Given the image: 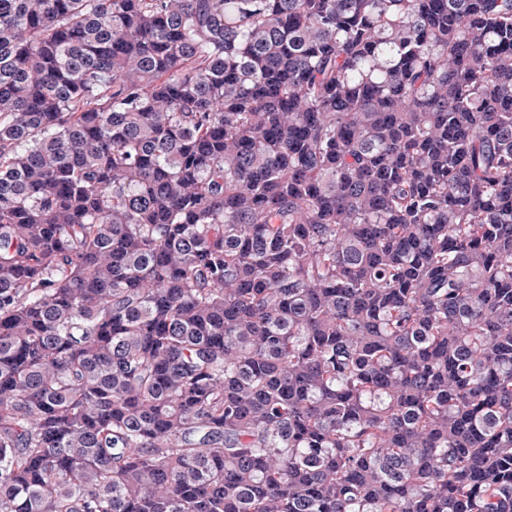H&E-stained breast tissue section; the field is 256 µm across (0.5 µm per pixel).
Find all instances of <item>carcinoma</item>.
Wrapping results in <instances>:
<instances>
[{
	"mask_svg": "<svg viewBox=\"0 0 512 512\" xmlns=\"http://www.w3.org/2000/svg\"><path fill=\"white\" fill-rule=\"evenodd\" d=\"M0 512H512V0H0Z\"/></svg>",
	"mask_w": 512,
	"mask_h": 512,
	"instance_id": "carcinoma-1",
	"label": "carcinoma"
}]
</instances>
